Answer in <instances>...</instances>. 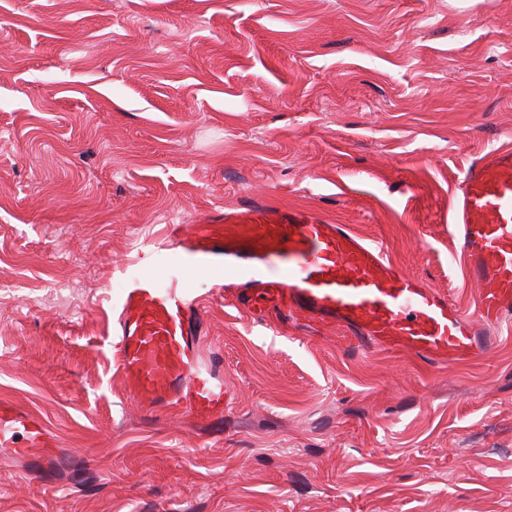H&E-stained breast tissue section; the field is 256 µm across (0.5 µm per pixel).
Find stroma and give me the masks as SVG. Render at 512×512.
<instances>
[{"label": "stroma", "mask_w": 512, "mask_h": 512, "mask_svg": "<svg viewBox=\"0 0 512 512\" xmlns=\"http://www.w3.org/2000/svg\"><path fill=\"white\" fill-rule=\"evenodd\" d=\"M512 144V0H0V512H512V335L441 367L350 355L205 294L235 391L209 426L134 400L111 348L132 263L250 196L385 238L474 312L448 235ZM60 442L40 418L0 403V452L14 458L31 459L45 475L61 464Z\"/></svg>", "instance_id": "stroma-1"}]
</instances>
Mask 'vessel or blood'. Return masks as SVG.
I'll return each instance as SVG.
<instances>
[{"mask_svg": "<svg viewBox=\"0 0 512 512\" xmlns=\"http://www.w3.org/2000/svg\"><path fill=\"white\" fill-rule=\"evenodd\" d=\"M448 233L467 282L477 284L475 315L429 287L389 256L384 240L312 209L243 197L166 227L170 276H129L118 318L116 353L133 399L205 426L234 403L224 376L205 361L199 299L190 278L232 282L228 299L251 316L305 315L313 334L337 328L351 354L408 353L437 366L487 356L484 331L512 322V147L472 163L453 189ZM158 251V252H161ZM158 252L143 254L153 263ZM60 442L40 418L0 403V452L32 460L43 473L61 464Z\"/></svg>", "mask_w": 512, "mask_h": 512, "instance_id": "obj_1", "label": "vessel or blood"}]
</instances>
